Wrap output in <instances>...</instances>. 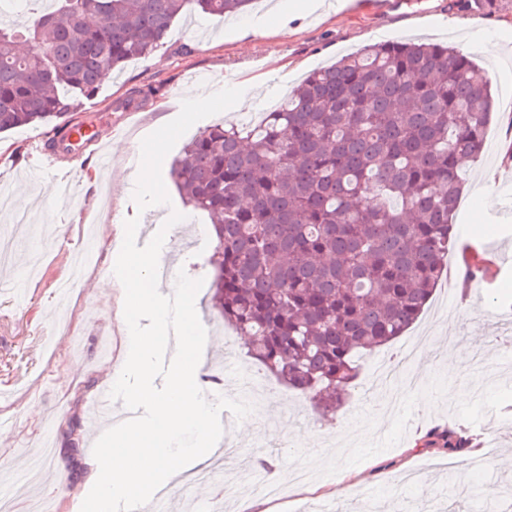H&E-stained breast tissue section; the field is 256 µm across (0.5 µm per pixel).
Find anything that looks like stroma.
Wrapping results in <instances>:
<instances>
[{
    "label": "stroma",
    "mask_w": 512,
    "mask_h": 512,
    "mask_svg": "<svg viewBox=\"0 0 512 512\" xmlns=\"http://www.w3.org/2000/svg\"><path fill=\"white\" fill-rule=\"evenodd\" d=\"M320 13L289 23L255 26L258 14L273 13L283 0H256L251 9L220 19L199 12L179 16L164 44L149 57L125 63L94 96L80 98L74 111L99 129L123 124L115 142L127 154L102 169L92 151L62 163L60 176L36 173V150L51 136L48 126L0 132L9 142L0 153V227L9 213L25 210L54 224L55 237L42 242L37 278L20 294L7 291L29 266L32 235L18 236L0 263V420L14 430L0 434V470L21 471L25 454L50 441L43 476L15 512H80L92 488L74 469L86 456H70L61 432L77 416L88 437L87 408L99 388L111 385L113 367L103 354L123 310L117 299L101 297L97 280L114 281L124 220L138 218V245H146L172 212L183 214L170 227L161 255L171 276L160 292L174 288L176 270L204 284L197 314L215 347L209 363L225 364L223 382L201 380L207 398L239 396L236 377L249 363L242 337L219 314L206 309L212 290L209 259L215 241L206 213L183 203L170 190L166 205L139 209L133 199L131 149L175 117L170 104L193 92L198 82L244 89L245 107L204 118L190 129L198 134L218 123L255 125L314 68L380 41H426L456 45L485 68L495 100L485 147L470 165L468 187L453 218L457 245L447 259L434 295L419 320L403 336L366 354L351 395L335 416L325 418L298 391L265 377L268 397L249 422L261 440L240 437L232 413L224 415V478L192 483L183 475L171 484L164 512H211L218 486L233 488L227 512H312L316 502L338 512H470L477 493L496 497L512 490V362L499 356L500 339L512 336V0H326ZM135 104L122 108L130 92ZM96 222L102 233L99 263L84 276L70 306L71 331L57 328L56 289L73 256L85 249L82 224ZM485 259L483 292H471L465 262ZM480 337L467 363L448 369V353ZM416 355L387 384L383 367L407 350ZM465 430L471 452L448 453L428 443L430 434ZM267 476L282 486L272 499L244 494L246 475ZM350 486L346 496L337 483Z\"/></svg>",
    "instance_id": "stroma-1"
}]
</instances>
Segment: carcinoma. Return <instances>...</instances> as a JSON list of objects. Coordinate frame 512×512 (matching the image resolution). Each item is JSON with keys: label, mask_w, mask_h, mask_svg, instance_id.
Returning a JSON list of instances; mask_svg holds the SVG:
<instances>
[{"label": "carcinoma", "mask_w": 512, "mask_h": 512, "mask_svg": "<svg viewBox=\"0 0 512 512\" xmlns=\"http://www.w3.org/2000/svg\"><path fill=\"white\" fill-rule=\"evenodd\" d=\"M28 2L27 25L0 26V132L66 117L102 73L151 55L180 14L253 4ZM491 107L489 80L455 48L379 43L312 71L251 128L207 127L174 161L185 203L217 229L215 308L249 338L250 357L322 415L336 414L357 361L428 303ZM433 436L455 451L471 442Z\"/></svg>", "instance_id": "obj_1"}]
</instances>
